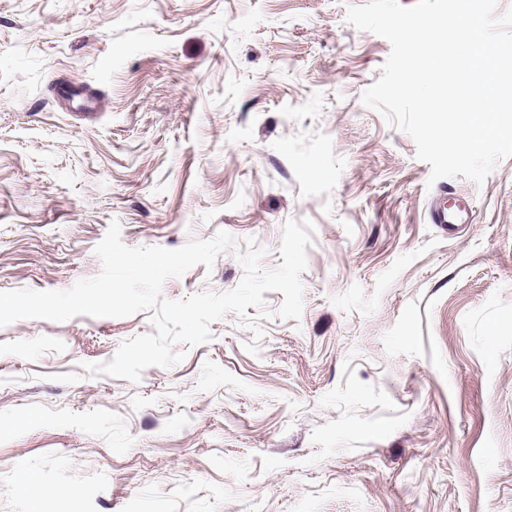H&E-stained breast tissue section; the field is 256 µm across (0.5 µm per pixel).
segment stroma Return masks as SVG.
I'll use <instances>...</instances> for the list:
<instances>
[{"label":"stroma","mask_w":512,"mask_h":512,"mask_svg":"<svg viewBox=\"0 0 512 512\" xmlns=\"http://www.w3.org/2000/svg\"><path fill=\"white\" fill-rule=\"evenodd\" d=\"M364 2L0 0V292L96 276L114 222L267 269L314 224L299 319L266 292L261 336L227 314L136 383L83 365L147 313L0 327V512H512V158L430 182L362 101L391 52ZM440 195L474 222L431 224ZM242 276L230 250L162 295Z\"/></svg>","instance_id":"obj_1"}]
</instances>
